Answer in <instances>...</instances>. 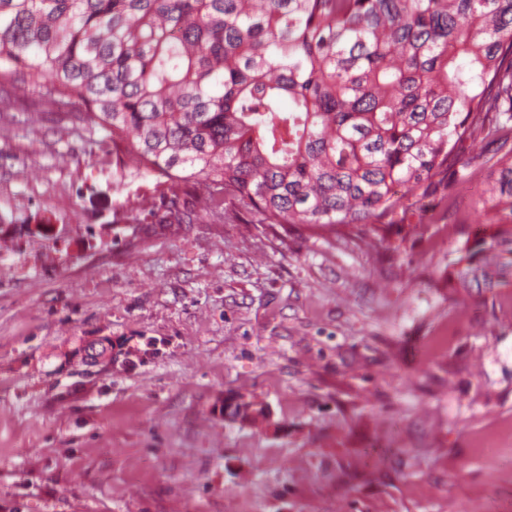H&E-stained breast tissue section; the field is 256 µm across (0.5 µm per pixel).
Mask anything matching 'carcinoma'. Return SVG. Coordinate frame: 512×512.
<instances>
[{
    "instance_id": "obj_1",
    "label": "carcinoma",
    "mask_w": 512,
    "mask_h": 512,
    "mask_svg": "<svg viewBox=\"0 0 512 512\" xmlns=\"http://www.w3.org/2000/svg\"><path fill=\"white\" fill-rule=\"evenodd\" d=\"M0 112L66 101L135 166L116 164L144 216L176 223L187 187L267 224H369L498 144L482 233L448 287L512 288V0H0Z\"/></svg>"
}]
</instances>
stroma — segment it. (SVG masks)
<instances>
[{
	"label": "stroma",
	"instance_id": "35a3bbf8",
	"mask_svg": "<svg viewBox=\"0 0 512 512\" xmlns=\"http://www.w3.org/2000/svg\"><path fill=\"white\" fill-rule=\"evenodd\" d=\"M494 146L388 231L168 225L112 145L37 96L0 112V512H512V288L448 287ZM241 394L271 427L225 420Z\"/></svg>",
	"mask_w": 512,
	"mask_h": 512
}]
</instances>
